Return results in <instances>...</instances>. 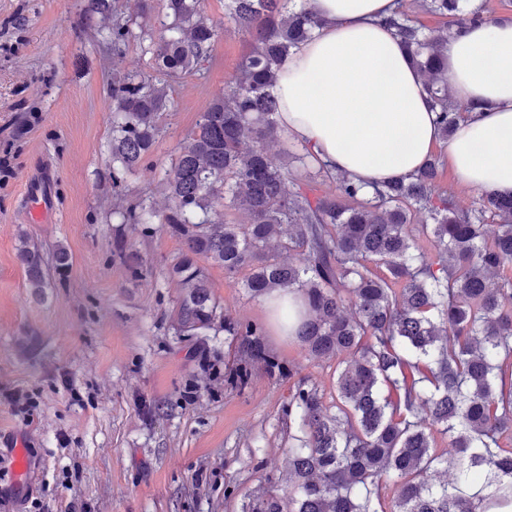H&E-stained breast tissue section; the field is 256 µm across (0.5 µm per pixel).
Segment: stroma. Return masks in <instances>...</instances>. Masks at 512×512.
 Wrapping results in <instances>:
<instances>
[{"label": "stroma", "mask_w": 512, "mask_h": 512, "mask_svg": "<svg viewBox=\"0 0 512 512\" xmlns=\"http://www.w3.org/2000/svg\"><path fill=\"white\" fill-rule=\"evenodd\" d=\"M220 34L203 74L171 83L177 103L139 167L112 183L113 77L153 74L138 43L113 54L111 19H86L84 0H0V486L8 512H248L288 484L287 375L251 368L227 381L240 353L216 320L183 335V290L171 270L183 245L166 225L151 234L121 223L114 205L150 198L168 206L160 182L199 115L236 74L249 38L224 17V0H200ZM52 173L56 216L30 223L28 179ZM45 257L64 246L70 265L34 295L18 248ZM225 314L263 330L282 365L336 395V361L274 335L244 275L201 260ZM7 391L29 396L18 410ZM32 470L13 491L15 447Z\"/></svg>", "instance_id": "obj_1"}]
</instances>
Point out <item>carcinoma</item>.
Segmentation results:
<instances>
[{
  "mask_svg": "<svg viewBox=\"0 0 512 512\" xmlns=\"http://www.w3.org/2000/svg\"><path fill=\"white\" fill-rule=\"evenodd\" d=\"M457 27L483 20L461 0H422ZM160 29L112 19L110 44L136 41L154 74L130 70L112 81V180L138 167L155 142L159 114L174 107L169 81L198 73L218 27L198 0H142ZM225 15L251 38L239 76L200 113L163 184L170 205L149 199L119 213L126 224H166L183 244L173 273L185 295L181 331L194 336L224 318L254 363L288 372L269 356L261 329L218 311L196 258L235 276L246 266L254 298L274 290L303 293L308 318L295 339L318 358L337 359L336 400L304 377L285 414L296 426L288 448V486L250 512H488L512 505V195H480L463 207L438 187L441 159L392 179L367 196L333 173L308 147L288 175L267 143L277 133L274 94L280 64L324 24L287 0H227ZM425 77L442 139L462 112L448 86L446 34L425 32L403 4L386 19ZM312 167L336 181L334 195L310 198L301 174ZM241 211L245 224L212 221L213 208ZM497 221L488 235L485 225ZM295 256L262 255L271 242ZM19 257L36 294L49 286L38 246L20 236ZM440 440L452 452L438 451ZM396 492L385 507L388 489Z\"/></svg>",
  "mask_w": 512,
  "mask_h": 512,
  "instance_id": "cac0c4a2",
  "label": "carcinoma"
}]
</instances>
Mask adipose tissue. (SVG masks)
<instances>
[{
  "label": "adipose tissue",
  "instance_id": "adipose-tissue-1",
  "mask_svg": "<svg viewBox=\"0 0 512 512\" xmlns=\"http://www.w3.org/2000/svg\"><path fill=\"white\" fill-rule=\"evenodd\" d=\"M393 3L310 0L325 24L280 65L281 129L369 189L413 173L440 144L462 185L512 194V18L446 38L453 95L480 109L444 140L421 73L384 24ZM262 303L279 336L292 335L306 312L296 290L273 291Z\"/></svg>",
  "mask_w": 512,
  "mask_h": 512
}]
</instances>
